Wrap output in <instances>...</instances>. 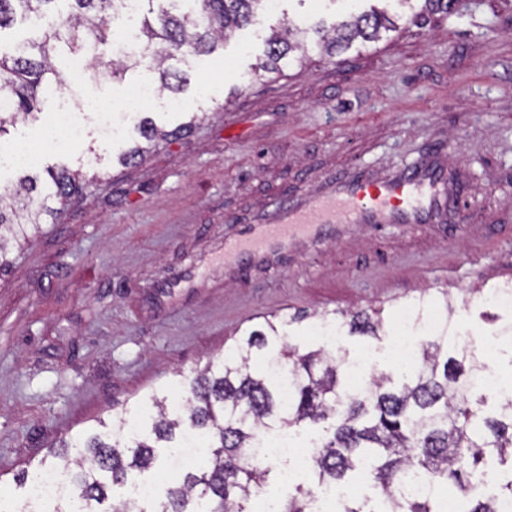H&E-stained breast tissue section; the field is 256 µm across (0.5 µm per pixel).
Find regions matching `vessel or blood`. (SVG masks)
<instances>
[{
    "instance_id": "obj_1",
    "label": "vessel or blood",
    "mask_w": 512,
    "mask_h": 512,
    "mask_svg": "<svg viewBox=\"0 0 512 512\" xmlns=\"http://www.w3.org/2000/svg\"><path fill=\"white\" fill-rule=\"evenodd\" d=\"M455 176L431 158L392 178L333 179L238 226L216 257L226 271L276 268L307 242L333 238L340 225L432 224L454 204Z\"/></svg>"
}]
</instances>
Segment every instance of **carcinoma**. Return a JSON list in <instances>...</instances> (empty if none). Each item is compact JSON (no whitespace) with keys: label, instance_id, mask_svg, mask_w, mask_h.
Returning a JSON list of instances; mask_svg holds the SVG:
<instances>
[{"label":"carcinoma","instance_id":"cac0c4a2","mask_svg":"<svg viewBox=\"0 0 512 512\" xmlns=\"http://www.w3.org/2000/svg\"><path fill=\"white\" fill-rule=\"evenodd\" d=\"M184 0H140L135 17L142 56L115 58L110 73L124 80L128 71L152 60L157 91L180 92L188 77L172 72L165 61L172 51L186 57L212 52L218 42L254 22L267 0H194L200 9L183 11ZM67 4L60 23L37 41H21L0 49V95L9 110L0 111V136L20 116L34 115L38 96L59 80L67 58L96 51L109 40L110 22L125 16V0H0V31L16 20L35 23L43 8ZM396 28L385 13L373 11L312 31L286 25L272 31L258 69L279 73L290 59L304 63L317 49L328 55L358 39L375 41L381 30ZM192 128L182 123L170 130L144 118L136 127L142 139L118 156L136 161L144 144L170 142ZM49 181L38 188L25 176L9 195H0V275L11 261L10 240L38 232L63 204L83 196L91 180L67 168L47 170ZM410 308L441 318L433 336L419 341L410 366L381 370L371 364L364 386L354 388L349 369L357 358L338 346L301 350L285 341L287 322L270 314L258 328L243 332L229 352L208 362L190 377L172 382L103 417L48 448L32 471L18 474L16 485L26 512H251L249 505L271 479L279 462L258 453L266 438L288 434L308 438V479L279 496L276 512H313L315 491H345L365 481L367 489L349 496L346 512H378L386 498L389 512H439L445 497L463 503L464 512H499L501 499L512 498V396L500 398L483 390L485 361L479 351L456 339L457 325L448 321V293L419 298ZM351 335L381 339L387 335L382 311L361 310L345 321ZM288 396H283V384ZM183 395L179 405L169 394ZM203 444L201 462L169 473L168 461L188 439ZM74 455L64 485L50 503L29 497L32 478L56 469L54 460ZM493 472L495 495L472 496L474 482ZM160 482L155 497L130 499L125 491L136 482ZM420 481L425 495L410 490ZM123 491L121 496L115 490Z\"/></svg>","mask_w":512,"mask_h":512}]
</instances>
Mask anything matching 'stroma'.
Masks as SVG:
<instances>
[{"label":"stroma","mask_w":512,"mask_h":512,"mask_svg":"<svg viewBox=\"0 0 512 512\" xmlns=\"http://www.w3.org/2000/svg\"><path fill=\"white\" fill-rule=\"evenodd\" d=\"M397 0H278L208 55L174 53L189 82L179 105L142 116L191 133L121 166V141H101L94 114L74 146L48 145L35 169L93 167L97 179L26 241L0 276V492L47 448L111 417L176 374L228 352L265 316L382 310L386 322L422 297L448 292L457 325L500 321L484 290L512 280V0H457L454 12L400 24L373 42L282 74H257L271 27L327 25ZM152 71L123 82L62 71L38 120L18 119L0 147L42 135L59 98L119 102ZM459 167L458 209L440 223L345 224L282 268L203 283L172 282L221 252L239 224L332 177L393 176L429 154Z\"/></svg>","instance_id":"35a3bbf8"}]
</instances>
